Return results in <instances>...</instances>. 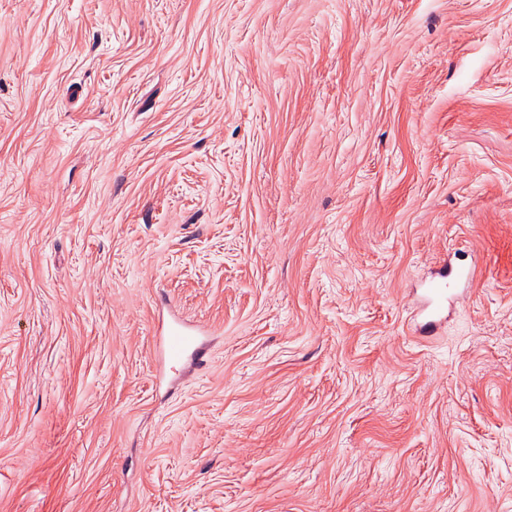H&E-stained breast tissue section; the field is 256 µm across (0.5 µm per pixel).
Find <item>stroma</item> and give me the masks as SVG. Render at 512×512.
Returning a JSON list of instances; mask_svg holds the SVG:
<instances>
[{
	"instance_id": "obj_1",
	"label": "stroma",
	"mask_w": 512,
	"mask_h": 512,
	"mask_svg": "<svg viewBox=\"0 0 512 512\" xmlns=\"http://www.w3.org/2000/svg\"><path fill=\"white\" fill-rule=\"evenodd\" d=\"M0 512H512V0H0ZM461 273L450 263L444 262L436 277L428 288L427 307L430 308L428 319L422 324L419 334L421 336L432 335L437 328V317L448 308V294H454L455 284ZM206 326L184 320L168 311V318L161 317L157 330V346L161 363L189 362L195 366L206 354L199 342L200 336H209Z\"/></svg>"
}]
</instances>
